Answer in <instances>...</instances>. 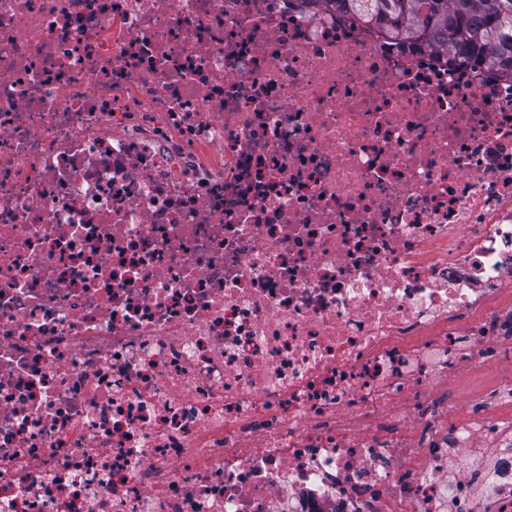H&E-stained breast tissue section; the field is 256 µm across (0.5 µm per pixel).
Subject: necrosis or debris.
<instances>
[{
	"label": "necrosis or debris",
	"instance_id": "4bbe7bcc",
	"mask_svg": "<svg viewBox=\"0 0 512 512\" xmlns=\"http://www.w3.org/2000/svg\"><path fill=\"white\" fill-rule=\"evenodd\" d=\"M493 356L512 77L321 0H0V512H512V379L446 422ZM460 366L448 373V385H453L462 378L465 381L462 392H471L487 385L489 379L484 373L472 369L468 365Z\"/></svg>",
	"mask_w": 512,
	"mask_h": 512
}]
</instances>
